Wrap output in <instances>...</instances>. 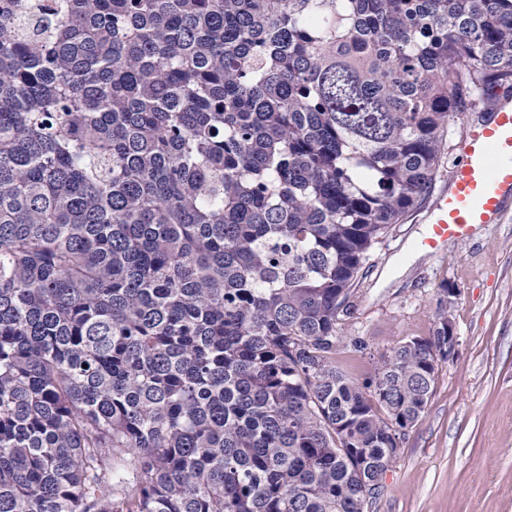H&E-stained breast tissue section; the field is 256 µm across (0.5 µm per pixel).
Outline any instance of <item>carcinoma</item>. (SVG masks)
Segmentation results:
<instances>
[{
    "mask_svg": "<svg viewBox=\"0 0 512 512\" xmlns=\"http://www.w3.org/2000/svg\"><path fill=\"white\" fill-rule=\"evenodd\" d=\"M511 94L512 0H0V512H365L448 307L339 322Z\"/></svg>",
    "mask_w": 512,
    "mask_h": 512,
    "instance_id": "1",
    "label": "carcinoma"
}]
</instances>
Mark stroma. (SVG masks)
<instances>
[{
	"label": "stroma",
	"mask_w": 512,
	"mask_h": 512,
	"mask_svg": "<svg viewBox=\"0 0 512 512\" xmlns=\"http://www.w3.org/2000/svg\"><path fill=\"white\" fill-rule=\"evenodd\" d=\"M424 209L375 246L340 324L336 364L369 381L393 348L429 337L441 285L457 345L431 401L405 432L369 512H512V210L442 257L420 252Z\"/></svg>",
	"instance_id": "35a3bbf8"
}]
</instances>
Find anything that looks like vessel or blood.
<instances>
[{"instance_id":"1","label":"vessel or blood","mask_w":512,"mask_h":512,"mask_svg":"<svg viewBox=\"0 0 512 512\" xmlns=\"http://www.w3.org/2000/svg\"><path fill=\"white\" fill-rule=\"evenodd\" d=\"M463 139L464 155L425 215L420 245L436 257L449 243H465L478 226L500 223L512 206V98L466 125Z\"/></svg>"}]
</instances>
